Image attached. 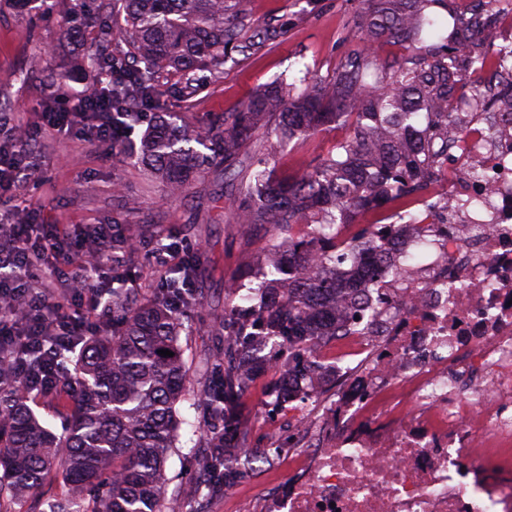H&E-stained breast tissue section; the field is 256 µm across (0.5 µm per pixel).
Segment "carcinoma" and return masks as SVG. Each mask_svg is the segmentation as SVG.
I'll return each mask as SVG.
<instances>
[{
    "label": "carcinoma",
    "instance_id": "carcinoma-1",
    "mask_svg": "<svg viewBox=\"0 0 512 512\" xmlns=\"http://www.w3.org/2000/svg\"><path fill=\"white\" fill-rule=\"evenodd\" d=\"M93 2L82 0L61 39L72 41L86 25L102 23ZM113 2L125 26L107 38L109 48L82 56L77 70L92 85L112 66V114L124 124L154 114L134 150L145 173L181 199L206 170L222 166L243 231L256 224L305 228L301 238L272 244L256 272L259 303L248 304L251 295L236 302L237 288L228 295L224 347L211 359L212 383L201 397L210 424V451L198 461L205 479L184 495L187 503L203 491L220 493L252 468L253 459L234 462L219 449L235 447L243 432L241 401L268 345L288 354L275 407L307 395L311 375L322 369L313 351L339 331L327 308L336 301L342 265L368 248L378 230L352 217L412 197L440 173L434 157L419 165L416 156L448 136V128L463 131L467 118L455 113L454 99L485 57L474 32L496 24L501 0H468L466 15L446 37L425 29L434 24L433 9L448 13L455 0H366L355 20L362 46L330 78L301 92L286 83L259 88L207 127L165 111L155 75H180L182 92L191 95L198 73H223L231 52L245 56L269 46L281 28L249 30L230 21L231 0ZM383 34L408 53L381 60L373 45ZM343 124L354 135L336 145V154L288 180L277 177L271 162L282 143ZM200 266L199 249L188 248L167 287L142 301L123 287L130 267L112 280L118 284L108 301L112 327L82 337L55 392H39L68 401L58 433L34 414L23 381L0 360V498L21 512H163L165 465L180 427L178 405L189 392L181 336L198 302ZM50 478L68 486L67 496L35 502L33 493Z\"/></svg>",
    "mask_w": 512,
    "mask_h": 512
}]
</instances>
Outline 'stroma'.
<instances>
[{
    "mask_svg": "<svg viewBox=\"0 0 512 512\" xmlns=\"http://www.w3.org/2000/svg\"><path fill=\"white\" fill-rule=\"evenodd\" d=\"M75 5L76 0H39L37 7L21 9L12 0H0V113H12L23 128L35 130L42 112L56 97L80 89L74 82L66 86L43 82L42 71L71 72L74 59L102 38L100 29L90 26L80 43L61 41L59 30ZM232 5L247 23H283V34L256 55H234L219 77L202 78L195 94H182L178 74L159 76L158 90L169 110L199 125L237 110L257 87L329 78L341 57L361 44L353 20L364 7L362 0H233ZM351 134V128L343 127L292 140L276 157L277 175L311 168ZM31 146L35 167L23 172L17 190L0 203V221L11 223L33 213L42 224H114L133 237L142 236L148 225L164 224L174 226L183 241L200 244L203 266L195 288L204 307L195 315L193 331L182 335L181 344L190 387L203 390L211 380V357L224 342L219 322L228 287L269 250L276 227L262 224L242 233L224 192V178L217 171L192 185L187 198L180 201L150 181L123 152L91 144L80 134L37 133ZM120 190L135 200V207L117 205ZM279 377L276 369H265L242 399L249 447L279 445L285 417L267 411ZM180 418L177 446L166 463V497L174 512H179L183 491L199 483L198 457L205 433L199 406L183 403ZM285 474L282 464L262 466L257 474L242 476L231 494L200 498L194 508L196 512H242L259 485L280 482Z\"/></svg>",
    "mask_w": 512,
    "mask_h": 512,
    "instance_id": "stroma-1",
    "label": "stroma"
}]
</instances>
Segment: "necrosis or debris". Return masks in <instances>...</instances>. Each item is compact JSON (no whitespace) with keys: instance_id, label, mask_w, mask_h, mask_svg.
Returning <instances> with one entry per match:
<instances>
[{"instance_id":"obj_1","label":"necrosis or debris","mask_w":512,"mask_h":512,"mask_svg":"<svg viewBox=\"0 0 512 512\" xmlns=\"http://www.w3.org/2000/svg\"><path fill=\"white\" fill-rule=\"evenodd\" d=\"M432 224L396 225L346 267L336 396L291 420L258 512H512V113L448 142ZM422 250L424 263L407 257Z\"/></svg>"}]
</instances>
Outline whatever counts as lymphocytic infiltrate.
Listing matches in <instances>:
<instances>
[{
	"instance_id": "1",
	"label": "lymphocytic infiltrate",
	"mask_w": 512,
	"mask_h": 512,
	"mask_svg": "<svg viewBox=\"0 0 512 512\" xmlns=\"http://www.w3.org/2000/svg\"><path fill=\"white\" fill-rule=\"evenodd\" d=\"M103 95V89L96 88L64 99L44 113L45 127L59 136L82 129L93 144L126 139L127 130L113 123L111 113L92 110V100ZM112 233L109 224L94 225L86 233L71 224L36 226L26 220L0 224V235L13 243L12 250L0 256V298L20 295L28 306L27 315L0 316V345L19 344L40 351L37 369L18 367L29 388H50L58 376V353L44 348L43 336L53 335L59 346L67 347L75 337L107 323L100 309L104 291L99 283L120 270L101 258L112 250ZM63 260L75 266V273H62L59 263Z\"/></svg>"
}]
</instances>
